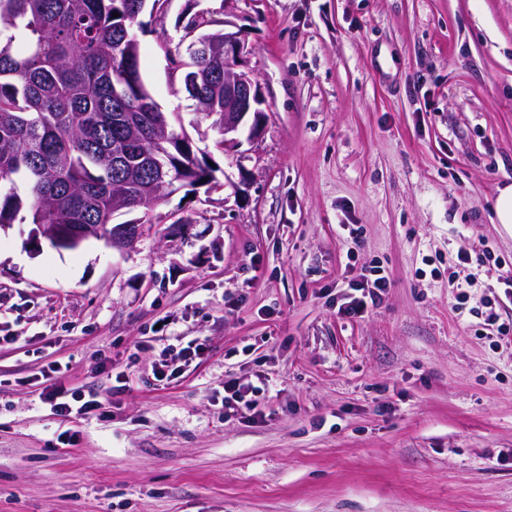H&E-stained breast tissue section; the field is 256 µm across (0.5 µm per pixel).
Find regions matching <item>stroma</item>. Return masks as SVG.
I'll list each match as a JSON object with an SVG mask.
<instances>
[{
    "mask_svg": "<svg viewBox=\"0 0 512 512\" xmlns=\"http://www.w3.org/2000/svg\"><path fill=\"white\" fill-rule=\"evenodd\" d=\"M202 12L241 29L265 95L239 167L162 49ZM139 20L154 101L247 196L180 188L120 249L0 232V512H512V342L485 324L512 323V0ZM379 275L381 304L340 317ZM51 382L101 410L56 415ZM493 214L496 224L512 232V186L499 189L493 202Z\"/></svg>",
    "mask_w": 512,
    "mask_h": 512,
    "instance_id": "stroma-1",
    "label": "stroma"
}]
</instances>
